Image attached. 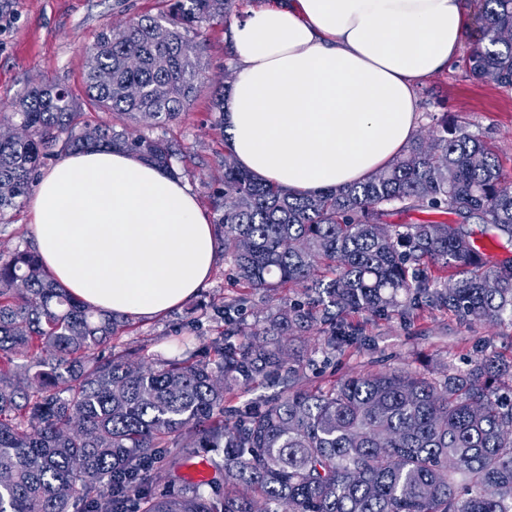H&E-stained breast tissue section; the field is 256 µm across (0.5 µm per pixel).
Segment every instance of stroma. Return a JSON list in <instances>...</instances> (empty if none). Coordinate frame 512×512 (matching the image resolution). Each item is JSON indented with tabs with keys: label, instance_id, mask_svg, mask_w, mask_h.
<instances>
[{
	"label": "stroma",
	"instance_id": "obj_1",
	"mask_svg": "<svg viewBox=\"0 0 512 512\" xmlns=\"http://www.w3.org/2000/svg\"><path fill=\"white\" fill-rule=\"evenodd\" d=\"M473 21L460 52L447 72L436 75L417 90L419 129L448 115L485 137L507 176L512 177V89L478 81L466 69V59L477 44L482 0H468ZM165 0H0V108L10 105L29 87L55 83L66 87L82 109H89L83 73L85 49L104 26H120L143 16H155ZM216 25L205 34L204 72L210 79L235 70L236 61ZM203 84L177 122L155 126L130 119V133L166 137L182 152L173 165L196 194L205 212H213V193L221 186L224 137L212 125L211 86ZM28 208L0 217V250L35 248ZM241 301L233 312L237 327L259 329V316L269 306L265 291L236 286L227 257L217 261L209 283L164 317L133 319L112 347L133 353L135 360L151 363L179 355L184 348L200 347L213 337L215 321L208 304L212 298ZM361 325V343L324 352V338L310 330L293 343L305 366L302 386L325 388L348 376L405 368L436 374L449 369L467 370L472 359L488 353L512 358V323L489 325L462 320L444 310L424 308L409 318L393 314L370 317L354 314Z\"/></svg>",
	"mask_w": 512,
	"mask_h": 512
}]
</instances>
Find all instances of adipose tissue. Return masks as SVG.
<instances>
[{"mask_svg": "<svg viewBox=\"0 0 512 512\" xmlns=\"http://www.w3.org/2000/svg\"><path fill=\"white\" fill-rule=\"evenodd\" d=\"M467 26L464 0H261L228 28L224 131L239 166L291 192L365 181L409 146L416 92ZM29 213L46 269L96 309L166 315L219 256L187 183L121 150L60 157Z\"/></svg>", "mask_w": 512, "mask_h": 512, "instance_id": "obj_1", "label": "adipose tissue"}]
</instances>
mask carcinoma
<instances>
[{
  "instance_id": "1",
  "label": "carcinoma",
  "mask_w": 512,
  "mask_h": 512,
  "mask_svg": "<svg viewBox=\"0 0 512 512\" xmlns=\"http://www.w3.org/2000/svg\"><path fill=\"white\" fill-rule=\"evenodd\" d=\"M239 0H168L166 11L105 26L86 50L89 99L117 115L166 125L204 79L206 28ZM478 80L512 87V0H484L481 36L466 63ZM230 83L213 85L224 125ZM0 216L18 209L41 167L63 152L122 148L171 169L163 137H128L90 118L58 85L28 89L0 112ZM215 233L241 287L268 292L259 333L225 320L207 350L144 367L103 353L130 316L71 294L35 251L0 253V512H512V362L485 355L434 378L397 369L316 391L288 337L316 329L338 350L358 341L350 312L371 317L446 310L489 325L512 321V259L479 251L476 220L512 242V185L490 146L444 117L414 136L390 167L343 189L290 193L222 160ZM429 210L451 222L390 224ZM300 286L306 300L280 290ZM24 357L28 364L16 359ZM284 389L262 408L224 417L226 395L260 378ZM171 448H222L206 484L174 489ZM209 486L207 492L203 486Z\"/></svg>"
}]
</instances>
